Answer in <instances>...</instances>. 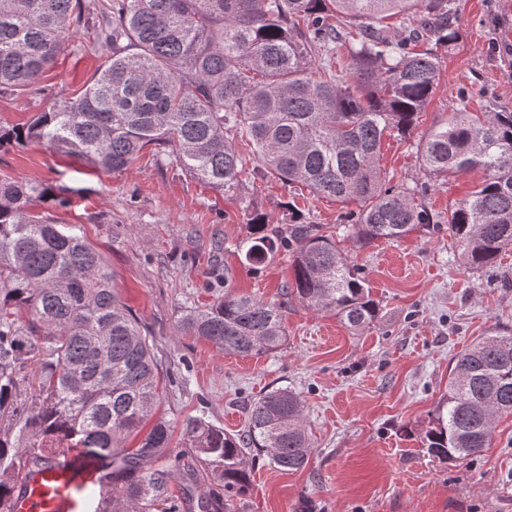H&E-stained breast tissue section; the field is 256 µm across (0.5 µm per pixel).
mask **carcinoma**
Returning a JSON list of instances; mask_svg holds the SVG:
<instances>
[{"mask_svg":"<svg viewBox=\"0 0 512 512\" xmlns=\"http://www.w3.org/2000/svg\"><path fill=\"white\" fill-rule=\"evenodd\" d=\"M416 4L406 34L393 33L387 19ZM78 5L0 0V95L36 89L88 23ZM101 14L93 34L110 55L91 82L29 124L0 128V146L43 143L107 171L148 146L170 148L196 179L233 193L247 159L232 135L252 148L256 175L356 204L346 233L361 246L440 228L416 202L427 186L387 184L379 156L385 137L410 133L437 87L442 60L427 44L456 45L453 0H106ZM420 164L430 177L483 172L448 215V234L470 268L492 267L512 247V112H472L459 94L448 122L422 144ZM58 199L47 184L0 175V414H11L0 427V512H11L12 493L59 448L101 465L110 482L102 512H180L170 492L176 479L188 508L217 512L220 499L198 486L202 462L238 494L250 483V452L268 454L280 470L306 467L303 405L286 387L252 400L237 434L187 420L195 454L172 468L156 464L170 443L164 420L144 431L165 391L158 360L102 255L33 210ZM251 224L248 263L285 249L293 271L286 294L356 334L373 324L377 304L333 236L313 224L286 234L262 215ZM179 330L242 357L276 350L286 336L280 307L229 292L186 313ZM511 413L512 334L485 336L455 357L427 448L440 459L476 456L495 419ZM132 436L135 448L126 446Z\"/></svg>","mask_w":512,"mask_h":512,"instance_id":"cac0c4a2","label":"carcinoma"}]
</instances>
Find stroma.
<instances>
[{"mask_svg":"<svg viewBox=\"0 0 512 512\" xmlns=\"http://www.w3.org/2000/svg\"><path fill=\"white\" fill-rule=\"evenodd\" d=\"M456 5L461 37L440 52L434 94L407 138L383 141L379 165L391 183L426 182L420 147L459 93L469 94L471 111L512 112V0ZM104 60L81 31L35 92L0 96V126H25L74 97ZM0 174L60 189L64 204L39 203L36 211L79 226L110 266L163 367L167 392L155 415L171 422L173 434L162 465L189 454L187 418L235 434L260 394L279 387L300 395L308 466L288 473L256 460L247 494L231 496L229 512H512V415L497 418L480 455L442 460L425 444L455 355L479 337L512 333L511 248L492 268L474 270L444 229L361 249L342 240L378 304L373 326L354 335L335 316L287 296L288 251L254 266L239 249L254 233L255 214L285 229L317 224L338 233L346 208L336 200L249 172L227 194L190 175L168 148L145 150L112 172L42 144H11L0 147ZM478 180L474 172L439 178L423 201L444 225ZM228 286L281 304L280 349L242 357L179 333L187 310L222 299Z\"/></svg>","mask_w":512,"mask_h":512,"instance_id":"1","label":"stroma"}]
</instances>
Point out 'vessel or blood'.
<instances>
[{
    "instance_id": "b4317fda",
    "label": "vessel or blood",
    "mask_w": 512,
    "mask_h": 512,
    "mask_svg": "<svg viewBox=\"0 0 512 512\" xmlns=\"http://www.w3.org/2000/svg\"><path fill=\"white\" fill-rule=\"evenodd\" d=\"M108 493L102 471L63 449L37 467L11 503L12 512H101Z\"/></svg>"
}]
</instances>
